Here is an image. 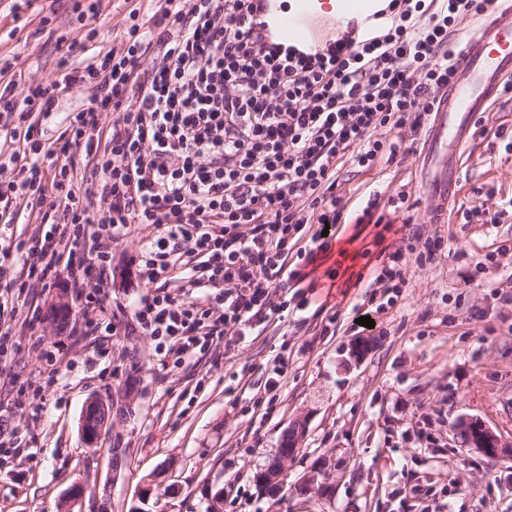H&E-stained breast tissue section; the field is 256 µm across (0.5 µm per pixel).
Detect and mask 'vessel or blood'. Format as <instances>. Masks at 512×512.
<instances>
[{"label": "vessel or blood", "mask_w": 512, "mask_h": 512, "mask_svg": "<svg viewBox=\"0 0 512 512\" xmlns=\"http://www.w3.org/2000/svg\"><path fill=\"white\" fill-rule=\"evenodd\" d=\"M320 0H264V16L285 48H313L312 20ZM338 14L365 18L376 0H333ZM512 75V7L491 6L484 21L466 36L454 76L430 125L423 157L426 187L439 205L457 193V155L472 137L501 81Z\"/></svg>", "instance_id": "1"}]
</instances>
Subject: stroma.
<instances>
[{
  "label": "stroma",
  "mask_w": 512,
  "mask_h": 512,
  "mask_svg": "<svg viewBox=\"0 0 512 512\" xmlns=\"http://www.w3.org/2000/svg\"><path fill=\"white\" fill-rule=\"evenodd\" d=\"M35 0L14 15L0 0V58L23 74L54 78L59 54L37 38ZM150 0H100L97 48L120 47L133 9ZM418 137L399 164L360 171L343 165L338 193L350 215L399 192L417 200L412 226L453 238V253L418 265L406 255V285L380 311L368 283L337 282L325 306L256 328L231 349L214 346L178 366H162L142 332L73 341L83 299L66 279L37 292L39 318L17 328V386L0 388V419L16 428L20 449H0V512H512V461L491 462L464 448L456 431L477 418L512 436V305L495 289L512 288V151L494 135L474 136L461 151L458 201L499 213L496 224L466 223L452 213L434 224L423 185ZM150 227L134 225L112 245L111 311L130 321L133 303L152 288L135 259ZM368 316L373 327L358 325ZM366 355L352 360L354 342ZM59 351L56 377L43 352ZM288 355L273 410L258 405L278 353ZM129 413L97 447H87L80 418L88 397L121 398ZM302 446L285 459V480L265 487L256 475L276 457L297 417ZM125 450L112 467V446ZM86 493L75 503L73 484Z\"/></svg>",
  "instance_id": "obj_1"
}]
</instances>
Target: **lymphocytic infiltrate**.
I'll use <instances>...</instances> for the list:
<instances>
[{
    "mask_svg": "<svg viewBox=\"0 0 512 512\" xmlns=\"http://www.w3.org/2000/svg\"><path fill=\"white\" fill-rule=\"evenodd\" d=\"M262 2L155 0L122 32V51L82 67L69 59L86 44L56 36L44 17L36 33L62 54L56 78L23 83L0 61V112L13 121L0 135L12 171L0 205L38 221L30 236L0 244V354L16 346L9 314L62 271L88 311L75 336L117 335L103 286L112 243L134 224L154 229L137 257L154 289L134 318L163 358L182 361L288 306L308 308L319 287L309 269L332 247L324 228L343 219L338 165L407 157L453 76V32L492 0H385L397 20L384 31L350 29L288 54L266 41ZM78 85L98 93L44 142L40 117ZM382 128L396 138H375ZM410 209L404 192L368 202L355 221L377 228L380 262L368 279L395 294L405 252L423 265L452 247L437 234L386 243L395 215ZM179 282L207 294L177 298Z\"/></svg>",
    "mask_w": 512,
    "mask_h": 512,
    "instance_id": "obj_1",
    "label": "lymphocytic infiltrate"
}]
</instances>
